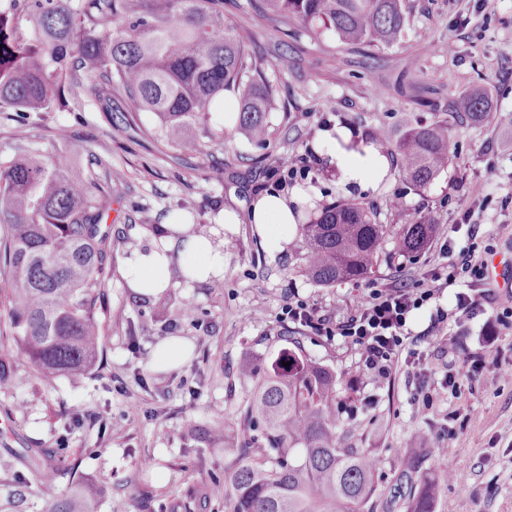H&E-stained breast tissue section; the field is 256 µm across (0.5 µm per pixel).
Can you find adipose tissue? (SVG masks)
Segmentation results:
<instances>
[{
	"label": "adipose tissue",
	"mask_w": 512,
	"mask_h": 512,
	"mask_svg": "<svg viewBox=\"0 0 512 512\" xmlns=\"http://www.w3.org/2000/svg\"><path fill=\"white\" fill-rule=\"evenodd\" d=\"M318 152L346 182L368 188L387 174L388 159L371 147L349 149L330 132L319 133ZM309 194L300 189H269L256 194L245 213L227 207L217 216L208 234L193 233L189 224L166 218L151 228L134 227L132 235L140 244L123 259L120 273L138 297H157L171 287L174 271H182V287L191 288L224 277V235L249 224L264 249L272 255L285 253L295 233L296 209L307 203Z\"/></svg>",
	"instance_id": "1"
}]
</instances>
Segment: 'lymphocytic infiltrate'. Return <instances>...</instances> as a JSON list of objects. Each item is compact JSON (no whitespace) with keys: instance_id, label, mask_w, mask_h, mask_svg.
<instances>
[{"instance_id":"obj_1","label":"lymphocytic infiltrate","mask_w":512,"mask_h":512,"mask_svg":"<svg viewBox=\"0 0 512 512\" xmlns=\"http://www.w3.org/2000/svg\"><path fill=\"white\" fill-rule=\"evenodd\" d=\"M478 244H471L461 256L449 257L444 268L445 282L464 279L465 290L456 292L451 312L437 311L434 324L447 326L449 318L463 320L481 308V291L488 280L487 265L480 259ZM434 292L429 288L393 286L374 292L369 299L356 302L353 312L342 322H335L303 302L286 304L283 316L289 322L309 329L315 335L332 340L342 338L359 354L358 368L362 371H388L396 359L422 365V351L407 348V320L410 313L431 300Z\"/></svg>"}]
</instances>
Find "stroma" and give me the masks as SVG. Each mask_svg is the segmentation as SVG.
I'll return each instance as SVG.
<instances>
[{"label":"stroma","instance_id":"1","mask_svg":"<svg viewBox=\"0 0 512 512\" xmlns=\"http://www.w3.org/2000/svg\"><path fill=\"white\" fill-rule=\"evenodd\" d=\"M223 2L225 22L247 36L263 82L275 90L265 140L225 126L215 112L209 125L223 133V145L178 149L155 135L152 113L132 111L119 97L108 110L92 102L85 111L65 108L25 126L0 112L2 159L28 139L45 150L73 149L82 166L92 154L111 163L101 179L112 186L105 221L114 240L97 312L105 338L94 369L49 380L18 359L14 384L0 391V512H44L35 495L21 508L11 505L19 483L34 481L35 465L44 463L60 486L96 483L98 512H228L240 459L207 433L220 425L228 437L261 445L244 420L254 383L241 367H263L294 342L337 375L340 447L368 448L380 458L371 512H384L398 462L412 450L442 480L435 512H512V383L502 378L512 371V331L495 320L512 308V288L493 289L485 310L449 323L451 346L441 342L433 316L451 310L464 284L440 288L407 324L426 354L422 367L398 363L386 373L359 372L354 348L282 316L288 302L302 301L333 321L346 320L374 290L428 284L448 249L463 250L473 240L512 254V0H404V27L387 46L347 45L333 31L275 20L260 12V0ZM475 87L490 95L488 121L450 126L451 163L416 190L400 172L397 142L409 126L446 119L448 105ZM333 126L388 158L381 183L367 190L346 184L315 153L318 131ZM292 159L301 163L293 173ZM274 187L317 194L314 208L302 212L304 224L340 202L364 207L394 232L431 210L439 229L418 254L397 255L389 240L368 277L319 286L304 271L301 235L273 257L243 224L224 245L223 280L174 286L149 303L133 296L120 273L131 228L182 211L205 234L219 210H243L257 192ZM467 211L470 227L460 222ZM188 300L196 307L190 317L182 310ZM169 336L193 343L191 359L152 369L153 347ZM470 355L484 357L479 372L464 365ZM450 370L459 381L454 392L445 384ZM422 383L434 395L432 408L422 404ZM449 425L456 431L451 452L433 453L431 438ZM160 467L168 471L162 484L154 478Z\"/></svg>","mask_w":512,"mask_h":512}]
</instances>
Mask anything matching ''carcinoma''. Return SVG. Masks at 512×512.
<instances>
[{"label":"carcinoma","instance_id":"obj_1","mask_svg":"<svg viewBox=\"0 0 512 512\" xmlns=\"http://www.w3.org/2000/svg\"><path fill=\"white\" fill-rule=\"evenodd\" d=\"M222 0H9L0 9V112L40 120L84 98L112 103V93L151 112L175 147L213 139L209 114L237 88L241 128L267 135L272 89L244 79L243 39L224 25ZM279 19L324 27L353 45H388L400 34L403 0H262ZM26 23L30 36L21 31ZM490 112L486 91L455 100L453 113L474 125ZM400 171L418 189L448 166V121L409 128L398 144ZM106 192L73 154L28 142L0 161V334L51 379L95 366L104 330L96 316L108 262ZM305 272L317 285L356 280L377 264L387 227L356 204H335L301 225ZM437 230L425 219L403 225L399 252L424 250ZM290 366H284V363ZM250 425L263 447H240L230 478L229 512H365L376 494L379 458L336 442V373L285 348L257 375ZM440 482L412 457L395 472L391 502L404 512H435ZM48 512H96L98 489L79 484L60 494L49 475L36 488Z\"/></svg>","mask_w":512,"mask_h":512}]
</instances>
